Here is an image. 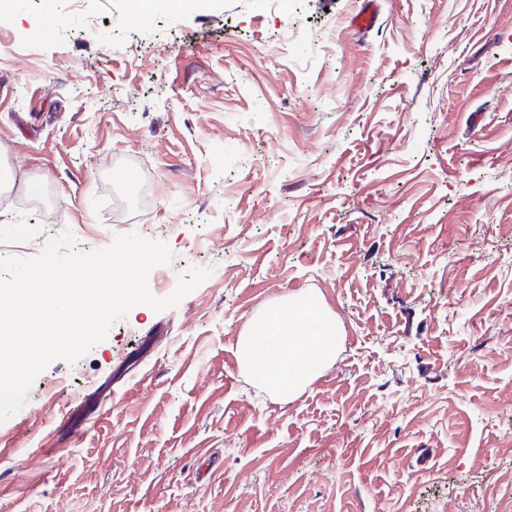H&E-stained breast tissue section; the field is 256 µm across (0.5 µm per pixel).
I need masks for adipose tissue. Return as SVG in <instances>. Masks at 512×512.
I'll use <instances>...</instances> for the list:
<instances>
[{
    "mask_svg": "<svg viewBox=\"0 0 512 512\" xmlns=\"http://www.w3.org/2000/svg\"><path fill=\"white\" fill-rule=\"evenodd\" d=\"M342 334L341 324L317 297L301 294L254 317L239 355L255 382L286 398L334 361Z\"/></svg>",
    "mask_w": 512,
    "mask_h": 512,
    "instance_id": "obj_1",
    "label": "adipose tissue"
}]
</instances>
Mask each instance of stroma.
I'll use <instances>...</instances> for the list:
<instances>
[{"instance_id":"35a3bbf8","label":"stroma","mask_w":512,"mask_h":512,"mask_svg":"<svg viewBox=\"0 0 512 512\" xmlns=\"http://www.w3.org/2000/svg\"><path fill=\"white\" fill-rule=\"evenodd\" d=\"M364 4L0 14V258L137 232L155 297L211 271L37 376L0 512H512V0ZM303 292L344 338L285 400L238 343Z\"/></svg>"}]
</instances>
